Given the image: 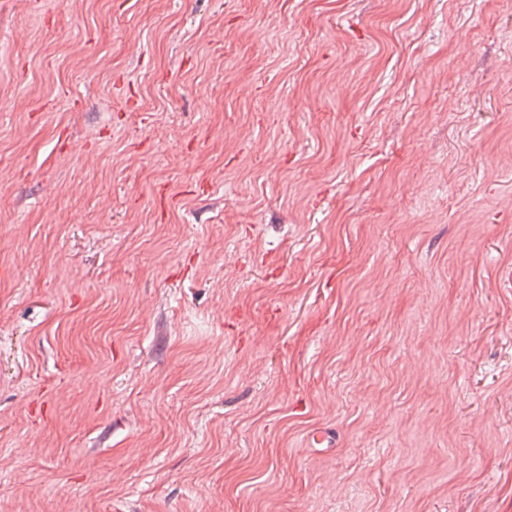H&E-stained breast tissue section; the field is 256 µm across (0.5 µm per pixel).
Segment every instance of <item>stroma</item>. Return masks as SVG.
<instances>
[{
    "instance_id": "35a3bbf8",
    "label": "stroma",
    "mask_w": 512,
    "mask_h": 512,
    "mask_svg": "<svg viewBox=\"0 0 512 512\" xmlns=\"http://www.w3.org/2000/svg\"><path fill=\"white\" fill-rule=\"evenodd\" d=\"M0 512H512V0H0Z\"/></svg>"
}]
</instances>
